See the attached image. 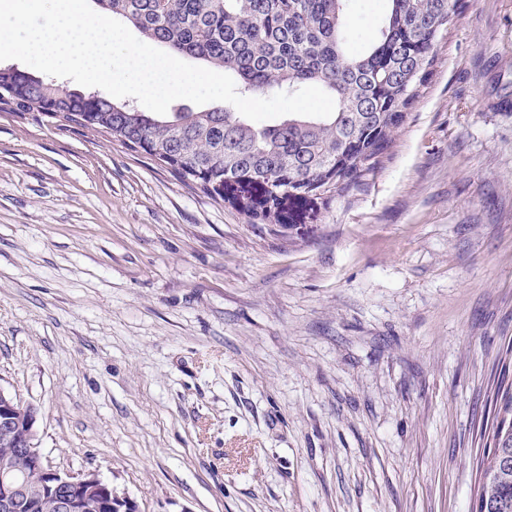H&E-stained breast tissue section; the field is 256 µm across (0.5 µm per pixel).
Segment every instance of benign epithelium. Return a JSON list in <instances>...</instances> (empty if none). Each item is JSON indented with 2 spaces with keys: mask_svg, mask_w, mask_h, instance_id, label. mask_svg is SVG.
Masks as SVG:
<instances>
[{
  "mask_svg": "<svg viewBox=\"0 0 512 512\" xmlns=\"http://www.w3.org/2000/svg\"><path fill=\"white\" fill-rule=\"evenodd\" d=\"M35 422L34 408L0 387V442L17 449L13 459L0 469V512L21 509L22 496L26 495L21 478L30 471L43 477V486L51 490L57 512H83L86 509L84 493L89 488L102 494L107 508H112L117 501L125 505V512H137L133 501L117 496L112 485L98 472L70 476L45 463L35 443Z\"/></svg>",
  "mask_w": 512,
  "mask_h": 512,
  "instance_id": "obj_1",
  "label": "benign epithelium"
}]
</instances>
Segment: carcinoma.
I'll use <instances>...</instances> for the list:
<instances>
[{
    "label": "carcinoma",
    "mask_w": 512,
    "mask_h": 512,
    "mask_svg": "<svg viewBox=\"0 0 512 512\" xmlns=\"http://www.w3.org/2000/svg\"><path fill=\"white\" fill-rule=\"evenodd\" d=\"M350 0H96L107 16L131 23L173 53L207 62L250 96L321 87L335 102L326 118L288 115L258 126L229 107L159 118L112 96L69 89L0 67V112H36L52 123L105 132L142 150L178 177L224 198V180L267 186L251 220L283 224L278 197L308 187L342 193L374 170L425 87L437 45L462 15V0H389L391 9L357 55L346 50ZM500 420L480 463L477 512H512V379L502 373ZM31 507L56 512L36 479Z\"/></svg>",
    "instance_id": "cac0c4a2"
}]
</instances>
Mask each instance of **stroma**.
Masks as SVG:
<instances>
[{
  "mask_svg": "<svg viewBox=\"0 0 512 512\" xmlns=\"http://www.w3.org/2000/svg\"><path fill=\"white\" fill-rule=\"evenodd\" d=\"M388 10L351 0L350 52ZM290 210L0 112V387L139 512H473L512 361V0H465L378 168Z\"/></svg>",
  "mask_w": 512,
  "mask_h": 512,
  "instance_id": "stroma-1",
  "label": "stroma"
}]
</instances>
